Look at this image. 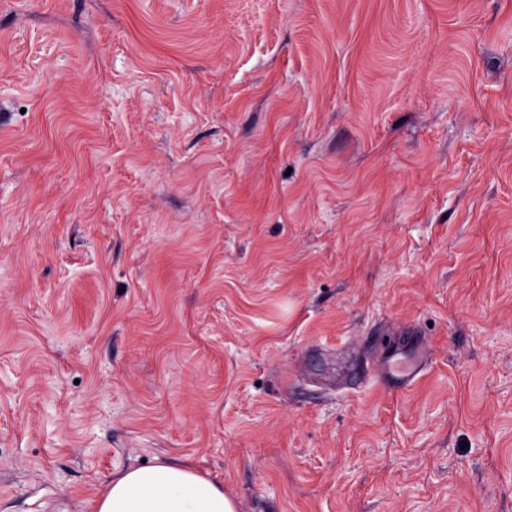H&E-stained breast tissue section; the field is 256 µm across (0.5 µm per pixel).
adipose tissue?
Returning <instances> with one entry per match:
<instances>
[{"label":"adipose tissue","instance_id":"1","mask_svg":"<svg viewBox=\"0 0 512 512\" xmlns=\"http://www.w3.org/2000/svg\"><path fill=\"white\" fill-rule=\"evenodd\" d=\"M96 512H237L223 486L181 460L132 467L113 476Z\"/></svg>","mask_w":512,"mask_h":512}]
</instances>
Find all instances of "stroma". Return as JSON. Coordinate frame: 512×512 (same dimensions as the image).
Wrapping results in <instances>:
<instances>
[{
    "mask_svg": "<svg viewBox=\"0 0 512 512\" xmlns=\"http://www.w3.org/2000/svg\"><path fill=\"white\" fill-rule=\"evenodd\" d=\"M169 459L512 512V0H0V512ZM406 358L407 352L396 350L387 353L377 360L375 369L381 375L386 376L399 367L403 368L404 365L400 384L408 387L415 381L419 373L422 372L428 364L429 351L427 344L424 341H419L413 350L411 359L405 363Z\"/></svg>",
    "mask_w": 512,
    "mask_h": 512,
    "instance_id": "stroma-1",
    "label": "stroma"
}]
</instances>
